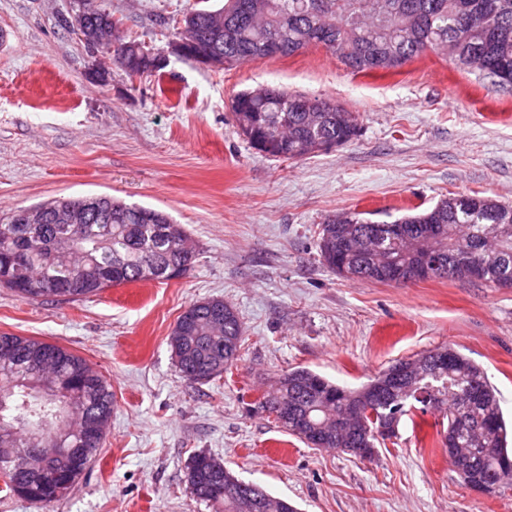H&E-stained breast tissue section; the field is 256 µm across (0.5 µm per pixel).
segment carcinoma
<instances>
[{"mask_svg": "<svg viewBox=\"0 0 512 512\" xmlns=\"http://www.w3.org/2000/svg\"><path fill=\"white\" fill-rule=\"evenodd\" d=\"M85 43L105 47L112 63L136 75L157 69L143 63L144 48L116 34L112 15L84 7ZM177 39L183 57L195 61L213 54L233 63L267 54L262 46L277 40L280 57L322 46L353 73L396 69L431 52L456 68L474 72L503 88H512V0H224L218 9L193 8L183 17ZM240 135L253 147L282 161L306 159L341 147L360 133L358 117L326 99H309L277 86L249 89L230 104ZM60 199L41 203L42 224H19L17 207L0 216V286L27 299L42 290L68 288L71 299L85 298L125 283L164 282L185 275L197 256L196 242L165 212L128 205L112 197L94 204L71 198L81 223L58 224L53 208ZM112 204V223L103 219ZM376 224L359 212L339 211L325 218L319 231L322 263L339 276L390 283L394 269L410 267L427 250L437 253V279L470 280V263H485V283L512 288V205L477 194L443 198L433 208ZM435 227L432 239L428 226ZM220 319H215L216 313ZM176 367L191 382H210L239 360L242 326L236 310L220 298L189 304L171 330ZM0 457L28 460L27 448H89L76 435L56 428L60 416L84 420L106 436L112 418L110 384L86 361L56 344L1 333ZM409 372L378 387L379 376L348 389L306 368H295L274 391L254 404L271 411L288 402L285 431L306 440L304 424L327 438L328 448H375L397 437L401 418L412 410L446 407L448 436L465 449L457 466L483 479L512 464L508 429L500 400L485 371L454 351L451 361H437L428 351L416 356ZM372 399L375 416L348 419L343 433L336 414L347 413L362 396ZM384 427L379 438L373 431ZM191 495L216 512H249L246 499L224 496L234 478L224 463L206 453L188 466Z\"/></svg>", "mask_w": 512, "mask_h": 512, "instance_id": "cac0c4a2", "label": "carcinoma"}]
</instances>
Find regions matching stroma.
Returning a JSON list of instances; mask_svg holds the SVG:
<instances>
[{"instance_id": "stroma-1", "label": "stroma", "mask_w": 512, "mask_h": 512, "mask_svg": "<svg viewBox=\"0 0 512 512\" xmlns=\"http://www.w3.org/2000/svg\"><path fill=\"white\" fill-rule=\"evenodd\" d=\"M120 36L166 56L128 77L72 30L81 0H0V211L111 196L168 212L199 255L182 278L77 301L0 287V333L60 345L112 385L106 440L74 490L46 508L0 491V512H213L190 495V458L299 512H512V488L470 491L443 452L440 412L403 419L372 459L308 447L250 403L288 370L350 388L397 360L451 346L480 364L512 417V288L349 280L319 258L340 210L390 222L451 193L512 204V89L429 53L355 74L309 47L212 68L171 54L197 0H97ZM273 84L354 112L352 142L281 162L239 135L230 100ZM220 297L243 327L216 380L175 369L168 339L190 303Z\"/></svg>"}]
</instances>
